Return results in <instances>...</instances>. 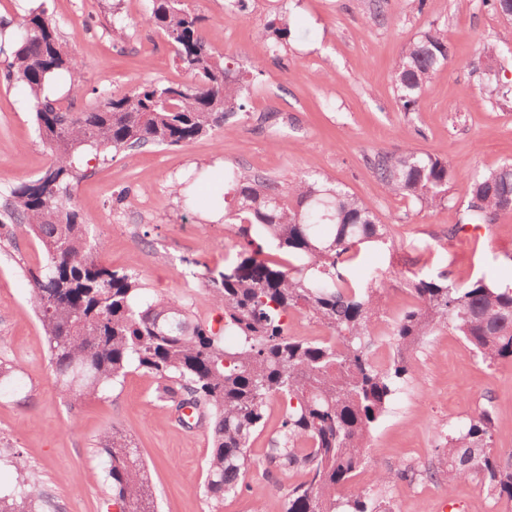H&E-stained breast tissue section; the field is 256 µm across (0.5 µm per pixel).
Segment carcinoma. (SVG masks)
Returning a JSON list of instances; mask_svg holds the SVG:
<instances>
[{
	"label": "carcinoma",
	"instance_id": "obj_1",
	"mask_svg": "<svg viewBox=\"0 0 512 512\" xmlns=\"http://www.w3.org/2000/svg\"><path fill=\"white\" fill-rule=\"evenodd\" d=\"M204 17L184 0H152L147 23L174 48L190 80L150 83L96 98L75 112L52 93L58 78L81 81L82 64L64 50L57 24L43 5L30 8L16 27L0 21L8 43L3 80L32 98L39 138L51 164L34 180L10 188L0 203V244H13L14 224L39 240L43 260L29 271V301L46 339L53 383L71 405L96 397L132 372L159 380L157 398L175 411L191 405L211 428L206 493L221 501L241 489L251 465L248 448L262 431L266 407L277 398L284 414L267 460L281 473L305 480L288 491L283 512H390L371 489L348 497L365 460L370 429L389 411L395 393L415 374L406 355L440 327L455 331L482 363L512 359V286L484 278L456 285L442 277L403 271L415 304L393 324L396 352L385 362L371 353V324L383 293L369 282L351 284L341 271L363 246L391 248L386 225L359 197L319 180L280 183L248 170L232 171L235 210L247 245L259 239L288 254L261 257L243 249L219 272L207 271L224 326L192 318L175 303L142 298L136 272L100 261V242L75 192L88 172V156L104 161L146 146L182 147L245 111L240 77L218 60L202 35ZM270 49L290 35L288 18L267 27ZM446 31L431 26L409 42L391 71L401 109L413 112L438 69L448 61ZM376 178L387 192L424 210L448 203L453 188L447 161L412 149L376 154ZM466 210L455 231L481 229L512 211V164L474 176ZM303 312L330 331L321 341L288 336V315ZM233 336L228 348L224 338ZM495 416L484 405L441 432L443 480L476 478L488 493L512 501V449L493 446ZM112 498L121 512H157L146 465L128 435L116 428L100 438ZM14 468L12 488L0 491V512H43L49 494L30 477L17 452H0Z\"/></svg>",
	"mask_w": 512,
	"mask_h": 512
}]
</instances>
